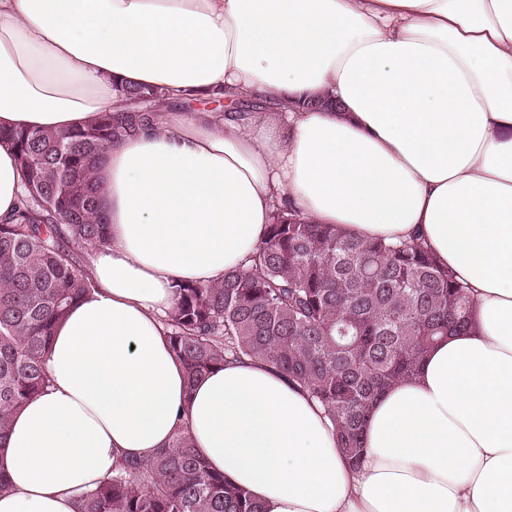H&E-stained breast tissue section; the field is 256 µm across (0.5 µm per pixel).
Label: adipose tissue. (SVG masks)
I'll return each instance as SVG.
<instances>
[{"label":"adipose tissue","mask_w":512,"mask_h":512,"mask_svg":"<svg viewBox=\"0 0 512 512\" xmlns=\"http://www.w3.org/2000/svg\"><path fill=\"white\" fill-rule=\"evenodd\" d=\"M117 80L268 109L166 110L106 150L110 241L0 443V512H75L181 426L263 512H512V0H0V126L87 125ZM22 187L0 141V219ZM282 205L421 237L474 300L374 402L356 467L281 371L232 362L191 386L164 334L175 285L247 266Z\"/></svg>","instance_id":"1"}]
</instances>
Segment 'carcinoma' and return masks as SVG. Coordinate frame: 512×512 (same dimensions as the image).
Here are the masks:
<instances>
[{"label":"carcinoma","mask_w":512,"mask_h":512,"mask_svg":"<svg viewBox=\"0 0 512 512\" xmlns=\"http://www.w3.org/2000/svg\"><path fill=\"white\" fill-rule=\"evenodd\" d=\"M151 112H100L66 130L0 128L24 173L21 204L0 222V440L49 386L57 324L93 290L86 254L109 242L98 171L107 147L150 130L166 106L154 86L120 83ZM468 287L417 238L368 240L278 209L246 268L207 285L179 283L164 321L188 383L227 362L264 361L317 400L353 464L381 394L429 349L466 327ZM75 512H262L209 470L185 428L150 457L126 459L78 498Z\"/></svg>","instance_id":"carcinoma-1"}]
</instances>
